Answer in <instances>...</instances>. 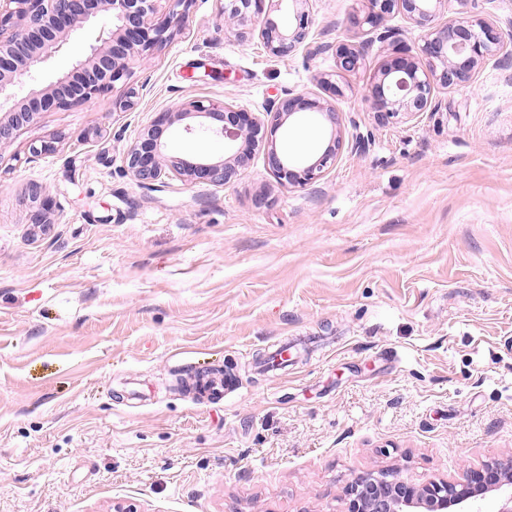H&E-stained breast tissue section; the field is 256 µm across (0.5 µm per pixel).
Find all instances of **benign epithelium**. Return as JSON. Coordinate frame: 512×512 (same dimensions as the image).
<instances>
[{
	"instance_id": "obj_1",
	"label": "benign epithelium",
	"mask_w": 512,
	"mask_h": 512,
	"mask_svg": "<svg viewBox=\"0 0 512 512\" xmlns=\"http://www.w3.org/2000/svg\"><path fill=\"white\" fill-rule=\"evenodd\" d=\"M160 0H0V147L9 143L23 125L51 108L67 109L90 101L128 77L136 61L170 41L176 32L171 19L156 21ZM314 0H225L222 13L235 26L239 42H259L266 52L284 58L306 45L314 23ZM445 0H369V8L350 12L346 25L363 34H376L386 43L395 30L382 27L384 18L398 14L422 30L414 47H393L379 68L365 98L373 119L384 125L411 122L435 110L434 92L465 84L482 64L512 62V49L495 25L469 15L478 0H456V16L440 19L436 4ZM289 8L288 21L270 17ZM112 19L78 57L68 72L42 88H32L15 100L12 89L39 69L66 41L98 13ZM329 43L315 51L333 48ZM337 66L357 72L364 61L361 43L336 47ZM319 114L331 124L323 152L306 159L280 154L276 133L297 114ZM202 117L211 131L224 138V159L192 161L166 154L164 132L186 116ZM343 137L336 107L307 93H286L258 116L233 101L191 100L171 106L146 126L124 152L123 163L142 185L153 186L176 177L190 183L227 185L249 163L256 150L266 153L273 175L284 185L304 187L335 166ZM31 223L48 224L53 200L32 184L28 189ZM488 495L499 497L497 512H512V461L490 460L466 468L459 476L416 484L394 472L369 471L354 477L345 488L346 512H470L468 505Z\"/></svg>"
}]
</instances>
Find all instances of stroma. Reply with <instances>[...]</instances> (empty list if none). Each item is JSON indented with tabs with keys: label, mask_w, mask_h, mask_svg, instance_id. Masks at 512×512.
<instances>
[{
	"label": "stroma",
	"mask_w": 512,
	"mask_h": 512,
	"mask_svg": "<svg viewBox=\"0 0 512 512\" xmlns=\"http://www.w3.org/2000/svg\"><path fill=\"white\" fill-rule=\"evenodd\" d=\"M368 5L317 0L331 50L273 59L194 0L113 90L0 147V512H345L362 471L422 483L512 458V65L376 124L365 92L386 49L353 74L333 50ZM85 50L73 35L16 97ZM326 74L347 88L345 146L310 185H280L260 150L226 187L146 188L124 166L174 103L259 112ZM130 87L134 108H113ZM284 128L299 155L331 133L317 114ZM169 146L224 155L199 118ZM33 183L55 201L44 229ZM287 340L294 364L264 368Z\"/></svg>",
	"instance_id": "1"
}]
</instances>
